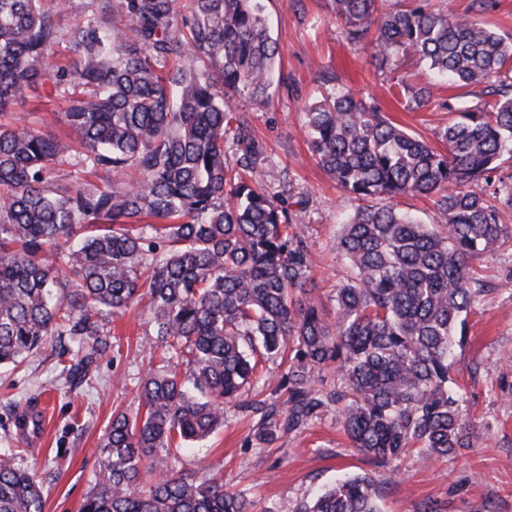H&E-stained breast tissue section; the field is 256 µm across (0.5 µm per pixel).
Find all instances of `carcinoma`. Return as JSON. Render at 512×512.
<instances>
[{"label":"carcinoma","instance_id":"1","mask_svg":"<svg viewBox=\"0 0 512 512\" xmlns=\"http://www.w3.org/2000/svg\"><path fill=\"white\" fill-rule=\"evenodd\" d=\"M44 2L0 0V367L67 336L80 358L60 379L77 387L106 351L112 314L145 298L160 359L135 383L144 413L112 414L80 512H254L222 479L170 462L171 448L224 425L229 404L261 414L247 445L333 407L376 466L414 447L423 463L474 447L454 337L487 296L470 261L512 247L500 219L512 184L491 199L472 190L512 163V38L478 18L490 0L464 14L331 0L348 43L374 47L376 70L416 56L468 88L445 104L444 151L348 91L306 106L312 153L363 202L337 236L348 271L329 296L332 319L314 294L312 243L256 177L263 150L226 102L272 88L278 47L263 0H85L86 19L69 29ZM397 87L409 109L433 96ZM38 88L66 102L76 140L8 121ZM62 165L73 172L55 176ZM404 195L433 197L434 222L388 205ZM262 362L287 366L282 407L242 398ZM23 452L0 454V512H44L35 474L16 464ZM379 500L358 474L296 512H381Z\"/></svg>","mask_w":512,"mask_h":512}]
</instances>
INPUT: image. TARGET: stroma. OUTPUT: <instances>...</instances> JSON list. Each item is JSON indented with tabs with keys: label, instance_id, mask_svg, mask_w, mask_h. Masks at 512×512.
Returning a JSON list of instances; mask_svg holds the SVG:
<instances>
[{
	"label": "stroma",
	"instance_id": "1",
	"mask_svg": "<svg viewBox=\"0 0 512 512\" xmlns=\"http://www.w3.org/2000/svg\"><path fill=\"white\" fill-rule=\"evenodd\" d=\"M265 15L280 53V72L264 101L232 99L245 113L265 150L261 177L283 203L305 200L295 229L313 242V277L321 296H329L345 271L336 237L359 202L336 186L309 149L303 110L322 94L343 89L376 102L392 120L428 141L448 122L443 104L451 91L434 83L415 57L402 58L393 76L377 73L372 48H350L329 0H265ZM432 84L426 107L409 110L396 80ZM62 99L43 90L13 106L17 125L39 122L45 131L71 136ZM488 299L474 306L467 330L456 345L461 364L476 372L463 376L466 419L475 446L462 455L425 465L409 454L398 472L371 466L336 423L335 411L305 428L262 446H246L254 418L229 407L224 426L199 449L175 452L179 471L219 475L226 490L244 492L257 512H294L297 505L338 479L371 474L380 484L381 512H422L434 503L442 512H512V249L504 247L473 260ZM110 347L99 359L91 384L75 388L58 380L59 363L76 358L68 340L52 344L17 368H0V451L22 449V467L33 470L43 487L44 512H79L93 486L95 450L118 409L136 412L132 390L147 363L150 325L146 305L113 316ZM43 409L40 440L27 445L16 428L19 414Z\"/></svg>",
	"mask_w": 512,
	"mask_h": 512
}]
</instances>
